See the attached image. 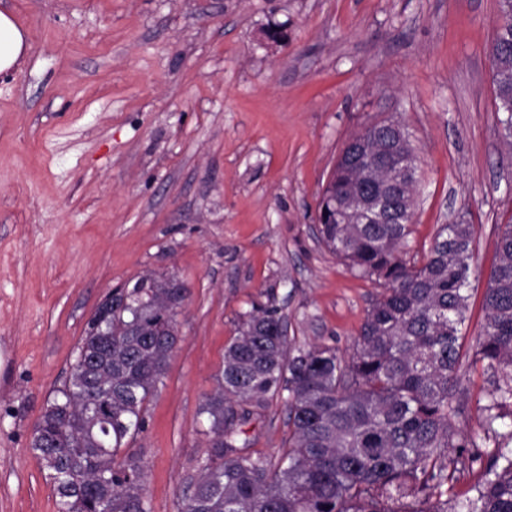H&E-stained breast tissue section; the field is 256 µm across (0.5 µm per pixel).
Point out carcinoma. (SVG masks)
<instances>
[{
	"label": "carcinoma",
	"instance_id": "obj_1",
	"mask_svg": "<svg viewBox=\"0 0 512 512\" xmlns=\"http://www.w3.org/2000/svg\"><path fill=\"white\" fill-rule=\"evenodd\" d=\"M498 6L493 87L509 138L512 0ZM392 140L385 120L354 134L321 201L323 244L382 288L352 354L344 358L326 345L294 348L277 310L246 313L201 407L216 440L199 462L185 512H395L388 503L403 499L414 504L406 512H448L432 501L457 472L448 449L477 446L453 425L474 228L462 220L443 224L422 262L402 258L411 189L393 192L367 171L370 162L416 160L403 138L392 158L373 156ZM385 192L400 223L344 222V201ZM496 249L476 351L497 374L483 406L488 432L512 428V224L501 229ZM186 296L187 289L154 280L88 321L70 375L41 416L44 440L31 442L59 512H151L140 459L117 457L143 427L145 405L163 383ZM273 399L284 400L290 428L288 450L275 463L238 444L236 428ZM475 491L467 512H512V452L490 457Z\"/></svg>",
	"mask_w": 512,
	"mask_h": 512
}]
</instances>
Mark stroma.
<instances>
[{
	"mask_svg": "<svg viewBox=\"0 0 512 512\" xmlns=\"http://www.w3.org/2000/svg\"><path fill=\"white\" fill-rule=\"evenodd\" d=\"M29 32L0 73V512H58L32 433L111 289L181 280L179 342L127 451L152 512H182L214 441L200 409L244 313L277 309L298 345L350 354L377 283L320 241L322 191L348 139L392 119L417 152L402 256L441 225L475 231L456 428L477 449L445 492L482 479L472 454L495 377L476 361L498 233L512 219V148L491 48L497 0H0ZM282 32L268 39L270 29ZM275 461L288 410L243 424Z\"/></svg>",
	"mask_w": 512,
	"mask_h": 512,
	"instance_id": "stroma-1",
	"label": "stroma"
}]
</instances>
